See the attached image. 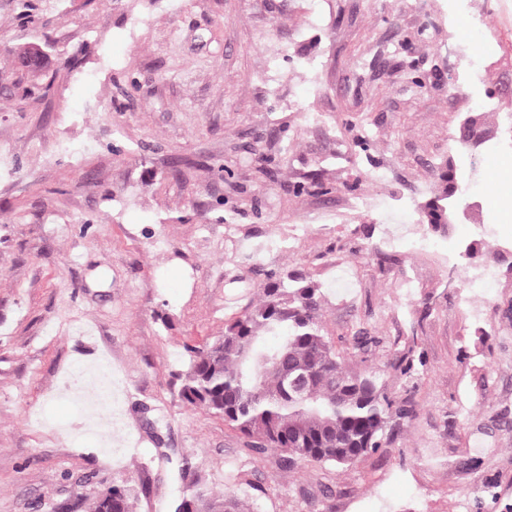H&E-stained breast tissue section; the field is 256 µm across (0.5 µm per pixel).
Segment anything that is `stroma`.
Listing matches in <instances>:
<instances>
[{"mask_svg": "<svg viewBox=\"0 0 512 512\" xmlns=\"http://www.w3.org/2000/svg\"><path fill=\"white\" fill-rule=\"evenodd\" d=\"M460 10L484 25H454ZM30 42L53 75L0 79V512H89L115 484L132 512H167L196 482L234 489L245 512L512 506V210L501 171L459 143L465 113L512 109V0H0V46ZM332 156L330 193L294 195ZM448 158L481 175L474 222L390 249L385 214H415ZM366 193L380 208L352 210ZM483 267L493 286L472 287ZM287 270L323 288L330 333L363 327L373 362L416 360L385 376L415 418L345 469L282 470L178 395L184 344L222 335ZM100 367L112 406L91 413L129 436L108 449L66 434L89 412L63 387Z\"/></svg>", "mask_w": 512, "mask_h": 512, "instance_id": "stroma-1", "label": "stroma"}]
</instances>
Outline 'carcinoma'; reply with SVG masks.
Masks as SVG:
<instances>
[{
    "instance_id": "carcinoma-1",
    "label": "carcinoma",
    "mask_w": 512,
    "mask_h": 512,
    "mask_svg": "<svg viewBox=\"0 0 512 512\" xmlns=\"http://www.w3.org/2000/svg\"><path fill=\"white\" fill-rule=\"evenodd\" d=\"M11 57L29 62L24 73L35 83L48 70L51 58L33 52L27 43L7 50ZM460 125L459 141L470 136H493L484 112H468ZM434 188L417 208L420 223L434 234L445 235L439 204L449 192L461 193L448 163L433 166ZM324 169L294 185V194L325 190ZM261 298L224 321V335L202 345H185L184 369L176 374L184 404L204 408L237 430L249 450L261 457L280 452V466L291 470L312 462L348 467L382 448L384 435L416 416L412 406L399 404L380 381L385 370L407 374L413 361L404 357L381 369L370 364L379 340L365 329L355 331L339 345L326 329L322 316L321 286L301 272L270 275L259 285ZM279 337L267 345L264 337ZM309 376L307 391L297 393L286 373ZM186 512H244L232 489L213 498L201 486L185 487L170 508ZM92 512H131L130 489L114 485L99 493Z\"/></svg>"
}]
</instances>
